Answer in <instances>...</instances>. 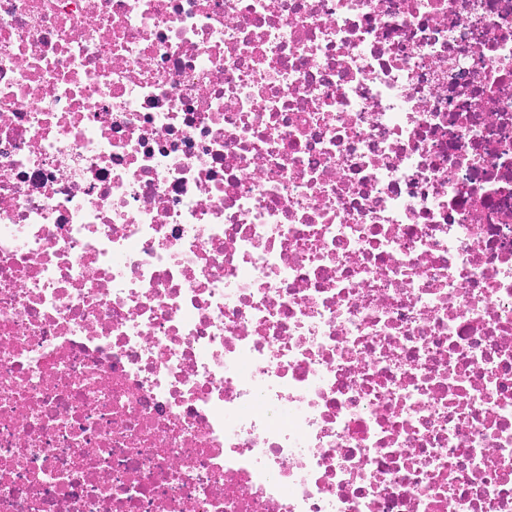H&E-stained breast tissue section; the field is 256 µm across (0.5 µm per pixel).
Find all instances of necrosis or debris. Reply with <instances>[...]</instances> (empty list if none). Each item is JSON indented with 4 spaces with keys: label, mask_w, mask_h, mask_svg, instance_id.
Returning a JSON list of instances; mask_svg holds the SVG:
<instances>
[{
    "label": "necrosis or debris",
    "mask_w": 512,
    "mask_h": 512,
    "mask_svg": "<svg viewBox=\"0 0 512 512\" xmlns=\"http://www.w3.org/2000/svg\"><path fill=\"white\" fill-rule=\"evenodd\" d=\"M0 512H512V0H0Z\"/></svg>",
    "instance_id": "obj_1"
}]
</instances>
